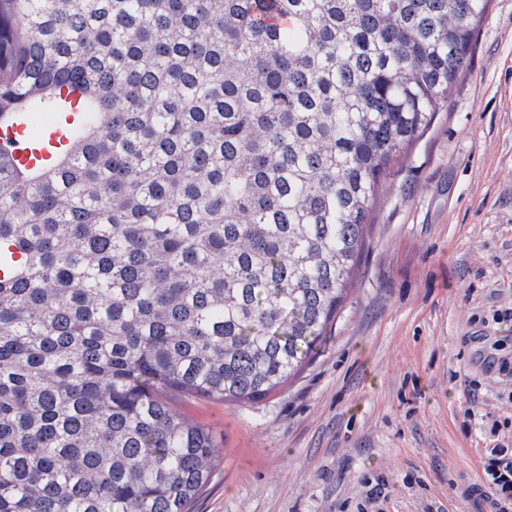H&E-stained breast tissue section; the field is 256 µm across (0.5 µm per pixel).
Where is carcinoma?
<instances>
[{
	"mask_svg": "<svg viewBox=\"0 0 512 512\" xmlns=\"http://www.w3.org/2000/svg\"><path fill=\"white\" fill-rule=\"evenodd\" d=\"M487 9L0 0V125L82 89L70 150L0 149V512H189L214 441L163 393L309 364Z\"/></svg>",
	"mask_w": 512,
	"mask_h": 512,
	"instance_id": "cac0c4a2",
	"label": "carcinoma"
}]
</instances>
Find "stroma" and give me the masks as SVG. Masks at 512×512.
Instances as JSON below:
<instances>
[{
	"mask_svg": "<svg viewBox=\"0 0 512 512\" xmlns=\"http://www.w3.org/2000/svg\"><path fill=\"white\" fill-rule=\"evenodd\" d=\"M216 462L190 512H478L512 450V0L384 173L345 306L255 404L172 393Z\"/></svg>",
	"mask_w": 512,
	"mask_h": 512,
	"instance_id": "1",
	"label": "stroma"
}]
</instances>
